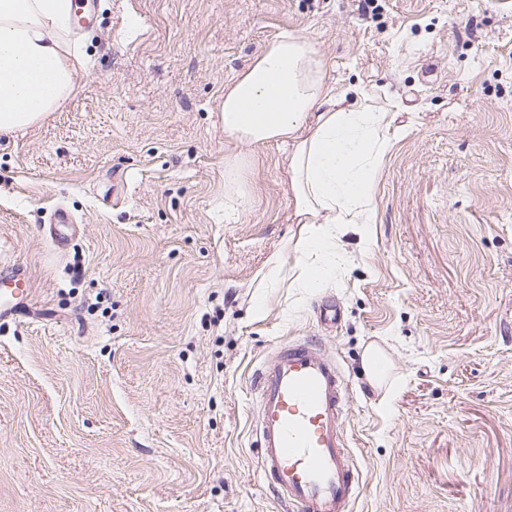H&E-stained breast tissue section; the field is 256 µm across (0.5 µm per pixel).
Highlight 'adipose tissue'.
<instances>
[{
    "label": "adipose tissue",
    "instance_id": "obj_1",
    "mask_svg": "<svg viewBox=\"0 0 512 512\" xmlns=\"http://www.w3.org/2000/svg\"><path fill=\"white\" fill-rule=\"evenodd\" d=\"M72 0H0V135L24 131L58 111L84 66L67 35ZM220 118L224 218L249 204L241 183L248 147L285 146L299 223L327 261L306 267L302 287L317 288L343 260L334 227L375 221L372 185L390 148L386 113L356 97L342 105L328 87L325 60L304 35H278L224 88Z\"/></svg>",
    "mask_w": 512,
    "mask_h": 512
}]
</instances>
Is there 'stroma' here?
I'll list each match as a JSON object with an SVG mask.
<instances>
[{"label": "stroma", "mask_w": 512, "mask_h": 512, "mask_svg": "<svg viewBox=\"0 0 512 512\" xmlns=\"http://www.w3.org/2000/svg\"><path fill=\"white\" fill-rule=\"evenodd\" d=\"M96 2L65 105L0 136V263L33 288L0 320V512H282L250 375L307 337L348 384L353 512H512V0ZM285 31L391 141L318 288L284 146L224 220V87Z\"/></svg>", "instance_id": "1"}]
</instances>
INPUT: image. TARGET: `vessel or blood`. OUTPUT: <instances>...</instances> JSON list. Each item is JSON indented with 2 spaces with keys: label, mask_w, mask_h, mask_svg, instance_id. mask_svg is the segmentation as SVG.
Here are the masks:
<instances>
[{
  "label": "vessel or blood",
  "mask_w": 512,
  "mask_h": 512,
  "mask_svg": "<svg viewBox=\"0 0 512 512\" xmlns=\"http://www.w3.org/2000/svg\"><path fill=\"white\" fill-rule=\"evenodd\" d=\"M8 282L15 300L0 304L1 319L16 314L30 286L19 267ZM253 387L259 467L286 512H353L361 475L345 433L348 389L338 363L317 342L298 339L256 370Z\"/></svg>",
  "instance_id": "vessel-or-blood-1"
}]
</instances>
